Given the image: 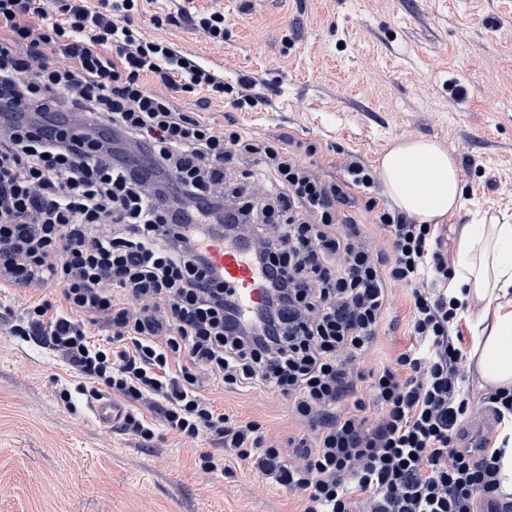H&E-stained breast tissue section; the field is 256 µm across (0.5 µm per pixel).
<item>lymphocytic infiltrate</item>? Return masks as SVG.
Segmentation results:
<instances>
[{
	"instance_id": "obj_1",
	"label": "lymphocytic infiltrate",
	"mask_w": 512,
	"mask_h": 512,
	"mask_svg": "<svg viewBox=\"0 0 512 512\" xmlns=\"http://www.w3.org/2000/svg\"><path fill=\"white\" fill-rule=\"evenodd\" d=\"M140 2L0 0V281L60 289L65 314L44 301L23 321L91 381L63 401L153 400L171 430L207 428L225 455L298 496L301 512H351L357 496L364 512H512L499 454L470 444L464 425L471 405L439 241L378 206L360 160H348L343 184H326L277 144L181 111L179 94L223 102L224 75L145 37L132 22ZM251 156L269 181L257 203L230 174ZM361 192L388 233V261L357 225L335 222ZM240 219L279 227L249 251L264 297L246 318L200 246L239 244ZM394 283L410 293L413 342L337 412ZM86 315L108 318L115 342L93 341ZM204 376L287 395L314 438L288 460L259 422L200 396Z\"/></svg>"
}]
</instances>
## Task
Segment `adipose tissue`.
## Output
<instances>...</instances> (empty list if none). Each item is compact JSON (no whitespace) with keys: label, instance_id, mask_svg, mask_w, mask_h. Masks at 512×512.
Wrapping results in <instances>:
<instances>
[{"label":"adipose tissue","instance_id":"adipose-tissue-1","mask_svg":"<svg viewBox=\"0 0 512 512\" xmlns=\"http://www.w3.org/2000/svg\"><path fill=\"white\" fill-rule=\"evenodd\" d=\"M380 175L389 199L415 223L441 226L460 203L458 163L438 142L396 141L382 155ZM450 232L448 295L472 333L467 371L484 391L512 389V224H454Z\"/></svg>","mask_w":512,"mask_h":512}]
</instances>
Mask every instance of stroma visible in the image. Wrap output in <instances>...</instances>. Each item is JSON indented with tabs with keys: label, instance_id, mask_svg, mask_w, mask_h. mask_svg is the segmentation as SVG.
<instances>
[{
	"label": "stroma",
	"instance_id": "stroma-1",
	"mask_svg": "<svg viewBox=\"0 0 512 512\" xmlns=\"http://www.w3.org/2000/svg\"><path fill=\"white\" fill-rule=\"evenodd\" d=\"M184 6L222 12L223 42L177 19ZM134 23L223 72L224 105L204 110L187 94L181 111L279 143L328 184L343 183L350 157L375 171L396 140H435L463 175L451 223L512 218V0H145ZM240 91L253 107H233ZM41 300L65 308L59 289L0 284V512H299L297 496L234 459L223 473L202 469L200 457L221 445L169 429L152 402L139 406L154 425L148 440L64 403L80 373L12 333ZM410 319L405 285L392 284L362 372L410 345ZM198 392L260 422L268 444L310 432L286 395L232 392L206 377Z\"/></svg>",
	"mask_w": 512,
	"mask_h": 512
}]
</instances>
